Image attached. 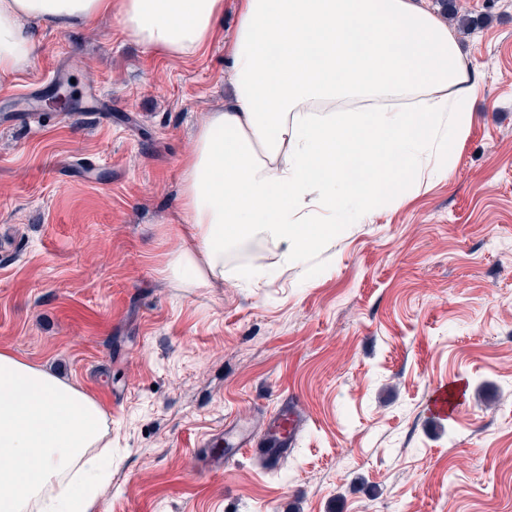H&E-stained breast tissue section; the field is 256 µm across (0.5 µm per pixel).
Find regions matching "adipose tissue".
Here are the masks:
<instances>
[{
  "label": "adipose tissue",
  "instance_id": "ef3b65f1",
  "mask_svg": "<svg viewBox=\"0 0 512 512\" xmlns=\"http://www.w3.org/2000/svg\"><path fill=\"white\" fill-rule=\"evenodd\" d=\"M116 20L167 56L197 55L224 0H0V75L24 70L37 30ZM223 107L196 126L180 171L175 244L158 273L176 288L224 282L253 245L300 262L329 245L336 212L370 219L383 171L412 190L447 179L472 121L459 45L424 0H237ZM108 416L72 383L0 351V512H90Z\"/></svg>",
  "mask_w": 512,
  "mask_h": 512
}]
</instances>
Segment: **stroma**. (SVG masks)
Wrapping results in <instances>:
<instances>
[{
	"instance_id": "1",
	"label": "stroma",
	"mask_w": 512,
	"mask_h": 512,
	"mask_svg": "<svg viewBox=\"0 0 512 512\" xmlns=\"http://www.w3.org/2000/svg\"><path fill=\"white\" fill-rule=\"evenodd\" d=\"M477 90L448 180L344 224L268 284L186 292L158 274L180 164L223 105L236 0L198 55L105 18L39 32L0 77V351L70 380L110 419L96 512H512V0H428ZM102 111L24 116L55 66ZM456 387L433 419L436 385ZM304 417L279 470L219 465L224 427L283 398Z\"/></svg>"
}]
</instances>
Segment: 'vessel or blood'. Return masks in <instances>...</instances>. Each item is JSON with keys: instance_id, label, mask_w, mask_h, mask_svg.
<instances>
[{"instance_id": "1", "label": "vessel or blood", "mask_w": 512, "mask_h": 512, "mask_svg": "<svg viewBox=\"0 0 512 512\" xmlns=\"http://www.w3.org/2000/svg\"><path fill=\"white\" fill-rule=\"evenodd\" d=\"M263 437L254 441L253 431L249 428H234L227 432L226 440L234 453L251 454L259 457L265 470L277 469L293 446L301 427L299 415L293 411L288 401L266 416L262 423Z\"/></svg>"}]
</instances>
